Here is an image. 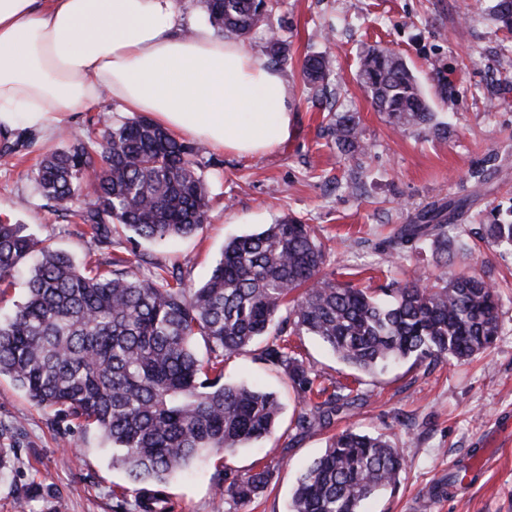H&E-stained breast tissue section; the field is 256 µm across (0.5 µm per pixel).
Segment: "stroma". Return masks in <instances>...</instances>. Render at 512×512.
Instances as JSON below:
<instances>
[{
  "instance_id": "1",
  "label": "stroma",
  "mask_w": 512,
  "mask_h": 512,
  "mask_svg": "<svg viewBox=\"0 0 512 512\" xmlns=\"http://www.w3.org/2000/svg\"><path fill=\"white\" fill-rule=\"evenodd\" d=\"M494 0H279L244 47L263 56L269 29L287 39L290 55L279 71L286 80L292 130L262 156H240L195 141L198 172L209 195L208 221L197 235L157 244L129 231L114 234L109 251L148 275L155 265L181 267L187 286L207 280L230 238L291 217L312 225L328 260L353 284L374 290L419 273L433 283L440 269L430 243L394 251L393 233L431 205L459 198L468 206L449 239L448 269L482 276L498 293L499 334L492 347L468 361L399 362L370 374L357 372L316 339L290 343L326 387L358 388L364 404L339 419L350 427L388 436L407 462L396 489L368 500L364 512H512V249L480 239L484 225L512 219V36L491 17ZM402 57L417 76L426 102L445 130L396 131L377 112L356 77L368 47ZM332 62L327 98L306 89L305 56ZM353 115L360 148L339 150L329 134L337 115ZM116 101H103L68 117L62 131L10 134L17 152L0 162V219L69 252L89 254L75 218L59 216L40 195L35 168L51 150L67 147L68 133L130 119ZM259 348L224 362V380L278 392L282 412L275 432L230 462L211 456L173 477L165 492L173 512H288L296 477L320 455L332 430L296 435L305 401L259 358ZM485 449L482 478L455 496L429 495L457 464ZM0 512H135L127 475L112 466L98 431L34 406L9 378H0ZM235 473L262 464L267 490L246 509L219 496L214 477L224 465Z\"/></svg>"
}]
</instances>
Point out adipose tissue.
<instances>
[{
    "label": "adipose tissue",
    "mask_w": 512,
    "mask_h": 512,
    "mask_svg": "<svg viewBox=\"0 0 512 512\" xmlns=\"http://www.w3.org/2000/svg\"><path fill=\"white\" fill-rule=\"evenodd\" d=\"M105 98L243 156L292 123L282 74L234 40L181 32L175 0H0V129L57 131Z\"/></svg>",
    "instance_id": "ef3b65f1"
}]
</instances>
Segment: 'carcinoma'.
I'll return each mask as SVG.
<instances>
[{
    "instance_id": "cac0c4a2",
    "label": "carcinoma",
    "mask_w": 512,
    "mask_h": 512,
    "mask_svg": "<svg viewBox=\"0 0 512 512\" xmlns=\"http://www.w3.org/2000/svg\"><path fill=\"white\" fill-rule=\"evenodd\" d=\"M221 34L247 35L272 10L264 0H204ZM493 15L512 34V0H497ZM274 63L288 60V44L271 33L265 50ZM329 61L306 57L303 74L318 86ZM358 77L377 111L400 129L426 128L434 118L406 62L385 50L359 59ZM336 145L358 148L351 115L331 125ZM44 199L78 218L89 243L103 249L121 229L155 243L188 237L207 220V189L195 150L140 118L100 129L92 145L76 140L50 153L36 172ZM466 207H431L403 224L394 248L429 240L439 258L442 285L427 287L412 275L376 294L326 271L327 253L314 230L284 218L224 244L209 278L185 285L178 267L149 277L129 261L109 256L79 265L35 240L22 224L0 221V295L15 273L29 270L27 297L0 317V377H8L36 406L94 426L112 448V465L136 486L141 512H171L166 481L210 453L229 460L237 449L276 429L281 404L257 385L223 381L224 359L264 338L265 364L318 402L300 412L294 427L328 428L362 404L346 386H314L288 337L309 334L346 365L372 372L412 358L468 359L498 335L494 287L475 274L448 275V236ZM487 243L512 248V222L489 224ZM204 338L208 357L193 339ZM405 460L391 441L346 429L304 468L291 512H361L376 493L396 487ZM266 467L239 476L224 465L217 490L247 506L268 484Z\"/></svg>"
}]
</instances>
